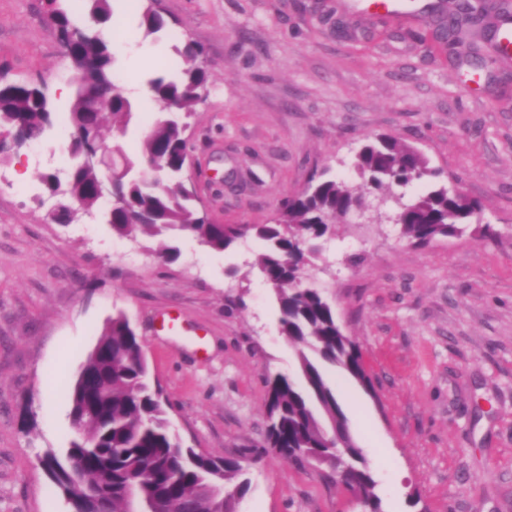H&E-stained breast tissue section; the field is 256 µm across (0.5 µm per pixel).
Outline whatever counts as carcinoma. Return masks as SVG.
I'll use <instances>...</instances> for the list:
<instances>
[{
  "instance_id": "carcinoma-1",
  "label": "carcinoma",
  "mask_w": 512,
  "mask_h": 512,
  "mask_svg": "<svg viewBox=\"0 0 512 512\" xmlns=\"http://www.w3.org/2000/svg\"><path fill=\"white\" fill-rule=\"evenodd\" d=\"M480 7L502 20L512 16L506 4L447 0L446 31L454 40L471 26ZM45 8L61 31L82 32L72 41V53L93 62V68L76 79L68 130L90 127L100 137L111 122L129 123L136 104L115 80L112 40L101 29L111 17L109 0H45ZM141 25L145 34L154 35L165 22L149 4ZM182 56L187 66L178 74L158 73L147 82L162 116L150 126L140 151L129 156L120 146L112 148V155L120 158L112 161L116 194L109 221L112 232L130 239L190 235L217 251L248 236L264 243L258 266L276 292L281 334L297 353L302 377L299 383L280 373L266 377L267 447L300 465L309 454L322 458L333 471L346 472L340 483L366 512H379L375 481L322 369L325 363L338 366L367 384L362 352L341 330L322 291L307 285L304 270L332 237L336 219L372 189L428 182L425 192L396 199L392 211L403 235L419 246L462 235L481 205L433 182L438 172L415 147L381 134L356 154L361 183L351 185L323 171L284 200L273 223L217 224L198 209L183 177L188 118L207 90L208 71L202 46L188 42ZM105 81L112 82L110 98L100 110H86V99ZM53 114L43 86L1 83L0 157L22 141L40 139L53 127ZM83 143L69 136L71 163L65 177L45 173L41 182L48 193L67 189L82 210L90 212L98 205L95 188L100 172L76 164ZM69 398L71 421H82L83 430L64 455L49 450L40 463L70 512H237L250 486L241 459L203 455L182 445L170 430L160 389L149 381L141 340L124 315L112 317L105 326L69 388Z\"/></svg>"
}]
</instances>
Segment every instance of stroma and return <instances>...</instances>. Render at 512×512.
I'll return each instance as SVG.
<instances>
[{"mask_svg": "<svg viewBox=\"0 0 512 512\" xmlns=\"http://www.w3.org/2000/svg\"><path fill=\"white\" fill-rule=\"evenodd\" d=\"M131 37L115 71L145 87L137 58L182 69L202 45L210 73L189 120L191 182L219 224H265L323 170L358 182L370 138L417 147L441 182L482 205L464 234L415 246L399 225L350 214L312 283L361 349L370 387L327 376L375 479L382 512H512V55L479 38L480 69L449 54L414 14L358 15L348 0H110ZM0 74L45 83L66 114L74 72L42 0H0ZM62 124L0 163V512H67L39 464L74 436L68 385L106 322L138 334L172 430L218 456L251 449L238 512H360L329 469L263 448L267 373L298 375L276 294L248 237L215 251L113 235L97 215L50 220L42 173L67 166Z\"/></svg>", "mask_w": 512, "mask_h": 512, "instance_id": "stroma-1", "label": "stroma"}]
</instances>
